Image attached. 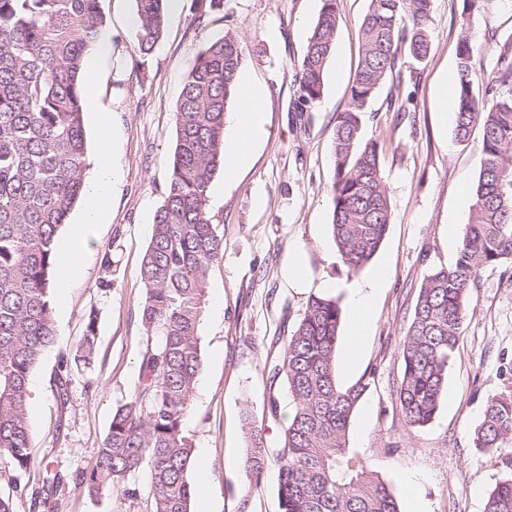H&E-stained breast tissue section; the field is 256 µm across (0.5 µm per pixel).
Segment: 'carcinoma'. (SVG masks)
Segmentation results:
<instances>
[{
    "label": "carcinoma",
    "mask_w": 512,
    "mask_h": 512,
    "mask_svg": "<svg viewBox=\"0 0 512 512\" xmlns=\"http://www.w3.org/2000/svg\"><path fill=\"white\" fill-rule=\"evenodd\" d=\"M138 49L147 56L163 35L167 0H135ZM295 72L294 111L322 95L333 56L337 0H322ZM433 0H370L362 54L346 107L336 114L331 229L341 262L363 269L380 248L390 211L379 146L362 137L359 114L398 65L408 45L428 53ZM98 0H0V469L25 472L31 457L29 379L55 341L52 283L61 227L84 184L87 146L82 72L99 39ZM483 43L464 36L457 50L456 137L482 127V154L469 223L455 264L424 279L404 332L397 385L405 425L436 416L448 361L460 339L468 290L484 267L512 261V45L497 58L496 85L473 80ZM244 59L236 35L212 41L187 71L176 105V143L164 200L154 215L140 277L147 344L131 400L112 415L90 470L79 475L92 496L125 488L149 471V512H191L194 444L184 430L202 370L199 325L211 268L224 259V236L208 213V188L224 169V127ZM89 314L77 359L94 362ZM342 311L314 297L287 336L272 371L293 401L276 453L281 512H398L389 486L346 446L350 419L367 384L336 381ZM246 469L260 481L268 463L261 430L247 428ZM474 445H512V394L487 401ZM485 512H512V476L496 482Z\"/></svg>",
    "instance_id": "cac0c4a2"
}]
</instances>
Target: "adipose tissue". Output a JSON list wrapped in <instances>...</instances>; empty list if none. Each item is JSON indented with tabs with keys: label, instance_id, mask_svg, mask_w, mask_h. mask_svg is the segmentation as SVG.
<instances>
[{
	"label": "adipose tissue",
	"instance_id": "1",
	"mask_svg": "<svg viewBox=\"0 0 512 512\" xmlns=\"http://www.w3.org/2000/svg\"><path fill=\"white\" fill-rule=\"evenodd\" d=\"M241 99L236 123L234 150L224 164L226 176H234L246 163L251 148L265 135V112L263 108L264 92L251 84L246 77L238 79ZM95 170L94 179L85 191L86 204L81 218L75 223L68 237L61 240L59 252L65 260L64 271L60 277V286H67L75 277L79 267L77 256L81 251L84 233L91 225L102 223L111 200L117 169L111 150L110 131L102 129L99 145L92 158Z\"/></svg>",
	"mask_w": 512,
	"mask_h": 512
}]
</instances>
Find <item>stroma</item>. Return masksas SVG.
<instances>
[{"instance_id":"obj_1","label":"stroma","mask_w":512,"mask_h":512,"mask_svg":"<svg viewBox=\"0 0 512 512\" xmlns=\"http://www.w3.org/2000/svg\"><path fill=\"white\" fill-rule=\"evenodd\" d=\"M463 4L434 0L426 59L418 63L400 53L399 79L386 80L362 116L365 138L380 144L391 218L377 253L353 273L341 262L330 226L333 136L360 61L361 23L370 0H339L323 94L305 112L294 109V70L322 0H223L202 17L194 0H182L144 58L134 0H99L111 52L99 63L93 96L84 101L86 144L95 151L97 117L105 115L120 175L104 223L88 233L78 275L64 291L52 293L55 343L30 376L32 456L52 462L65 485L42 507L34 502L42 486L38 466L24 475L0 470V496L11 499L14 512L145 510L146 471L129 478L132 497L120 490L89 496L78 476L93 464L113 412L131 400L138 384L146 346L140 266L171 175L176 104L197 56L228 31L238 38L243 72L265 91L267 135L232 180L216 177L208 191L209 215L224 236V259L208 277L200 324L203 367L184 428L196 456L207 462L204 494L212 512H280L276 461L268 462L259 483L246 476L245 425L254 423L266 447H278L293 404L270 369L286 337L310 298H332L342 308L337 351L345 353L352 334L349 289L381 268L386 277L358 359L336 365L340 384L363 377L370 382L350 420L349 452L389 485L400 512H409L413 494L426 512H485L496 481L512 475V447L489 452L473 444L487 400L512 389L511 262L482 269L469 291L434 421L407 427L396 395L404 328L424 277L456 261L482 160L481 129L458 142L455 114L443 111L439 89L456 74L465 34L484 43L473 69L483 86L495 82L498 53L512 39V0H488L471 13ZM107 253L108 269L102 264ZM298 253L306 278L292 285L286 271ZM104 280L110 289L101 288ZM92 312L97 347L93 365L86 367L75 354ZM64 358L70 361V387L63 404L55 378Z\"/></svg>"}]
</instances>
